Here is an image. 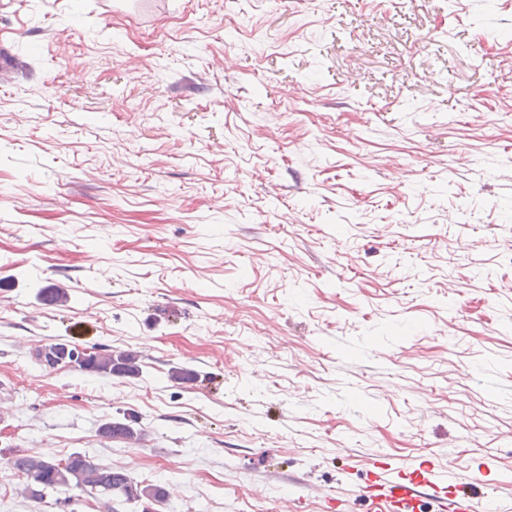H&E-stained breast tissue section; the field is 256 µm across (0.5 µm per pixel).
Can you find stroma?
<instances>
[{
	"label": "stroma",
	"instance_id": "35a3bbf8",
	"mask_svg": "<svg viewBox=\"0 0 512 512\" xmlns=\"http://www.w3.org/2000/svg\"><path fill=\"white\" fill-rule=\"evenodd\" d=\"M0 39V512H147L35 503L33 453L148 512H371L346 448L512 482V0H0ZM104 351H91L81 372L107 377H125L140 373L141 367L135 355L125 352L114 355L112 351ZM133 420L123 415V419L109 418L103 422L98 429L101 437L106 439H124L132 442L138 440V430L134 429ZM48 457L42 453L17 454L10 460L12 468L24 477L29 497L35 502H43L49 492L74 490L94 492L105 500L107 507L114 498L126 503L149 500L159 504L167 498V491L161 485L134 481L123 469L101 466L88 453H70L66 457L67 468L58 472L49 469Z\"/></svg>",
	"mask_w": 512,
	"mask_h": 512
}]
</instances>
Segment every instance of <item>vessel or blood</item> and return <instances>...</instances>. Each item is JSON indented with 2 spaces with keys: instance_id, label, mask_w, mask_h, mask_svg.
<instances>
[{
  "instance_id": "b4317fda",
  "label": "vessel or blood",
  "mask_w": 512,
  "mask_h": 512,
  "mask_svg": "<svg viewBox=\"0 0 512 512\" xmlns=\"http://www.w3.org/2000/svg\"><path fill=\"white\" fill-rule=\"evenodd\" d=\"M356 461L373 474L362 493L375 512H421L426 502L432 512H484L501 494L499 484L487 482L479 471L462 474L452 459L427 469L395 466L363 452Z\"/></svg>"
}]
</instances>
